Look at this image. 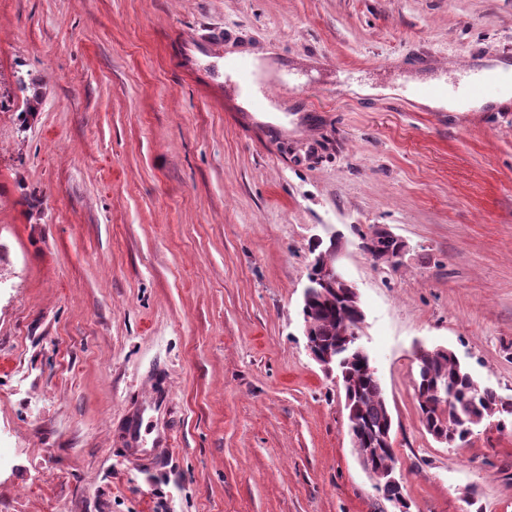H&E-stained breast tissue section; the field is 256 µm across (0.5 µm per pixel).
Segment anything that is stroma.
Instances as JSON below:
<instances>
[{
  "label": "stroma",
  "mask_w": 512,
  "mask_h": 512,
  "mask_svg": "<svg viewBox=\"0 0 512 512\" xmlns=\"http://www.w3.org/2000/svg\"><path fill=\"white\" fill-rule=\"evenodd\" d=\"M240 48L296 85L247 124ZM507 53L512 0H0V512H399L303 334L335 234L408 512H512V429L439 443L413 388L445 347L512 398V112L404 93ZM379 227L398 267L359 248ZM158 377L174 451L145 471L114 432ZM340 247L338 250L334 251V247L330 249V252L333 253H325L323 251H319L313 261L311 266L315 269L316 274L309 279L310 283L305 288L303 292V301L307 302L309 301L314 294L317 291V285L318 284H333L336 283V285H342V286H352L346 279L342 272V270L339 268V266L335 263L333 264L332 260L336 261V255L339 252ZM352 286V290L355 292V294L358 296V293L356 291V288Z\"/></svg>",
  "instance_id": "obj_1"
}]
</instances>
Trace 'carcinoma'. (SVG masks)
Instances as JSON below:
<instances>
[{
	"label": "carcinoma",
	"instance_id": "obj_1",
	"mask_svg": "<svg viewBox=\"0 0 512 512\" xmlns=\"http://www.w3.org/2000/svg\"><path fill=\"white\" fill-rule=\"evenodd\" d=\"M399 248L400 243L396 241L384 242L373 260L394 266ZM358 308L349 296L330 292L303 307L302 313L321 348L331 350L345 344L347 325L363 318ZM345 356L349 360L337 364L336 372L345 391L348 427L355 426L363 434L357 449L362 454L391 427V416L379 378L371 371L366 352L357 354L351 349ZM413 387L424 428L430 435L445 437L450 444L464 440L472 427L488 418L498 417L501 428L512 418V401L505 402L493 390L480 387L469 369L450 350L417 362ZM438 390L448 391L447 399L435 398ZM371 463L373 472L383 480V484L376 487L377 493L387 501L398 497V486L386 481V473L395 470L393 449L381 451Z\"/></svg>",
	"mask_w": 512,
	"mask_h": 512
}]
</instances>
